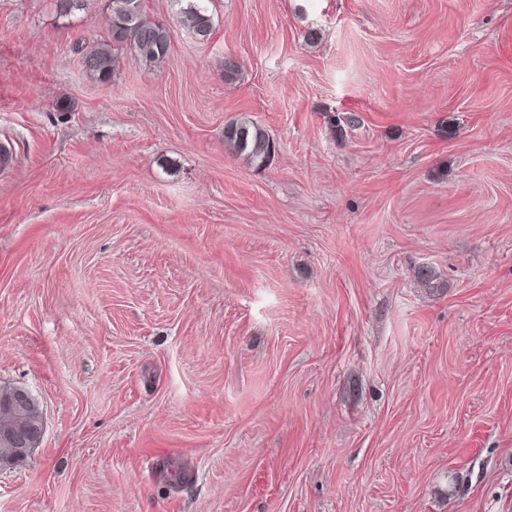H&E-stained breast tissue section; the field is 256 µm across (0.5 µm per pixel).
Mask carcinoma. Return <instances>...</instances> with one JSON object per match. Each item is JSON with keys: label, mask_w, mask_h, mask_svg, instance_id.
<instances>
[{"label": "carcinoma", "mask_w": 512, "mask_h": 512, "mask_svg": "<svg viewBox=\"0 0 512 512\" xmlns=\"http://www.w3.org/2000/svg\"><path fill=\"white\" fill-rule=\"evenodd\" d=\"M143 2L108 0L110 40L82 52L81 56L84 70L97 81L106 84L112 80L117 55L121 51L129 52L149 65L159 63L167 56L171 44L170 31L165 25L146 17ZM183 25L207 38L213 32L211 15L196 0H187V6L183 9ZM224 142L233 152L256 165L267 164L275 151L274 142L268 133L259 125L246 120L225 125ZM40 420L41 411L36 403L18 414L0 412V432L18 425L34 428Z\"/></svg>", "instance_id": "1"}]
</instances>
